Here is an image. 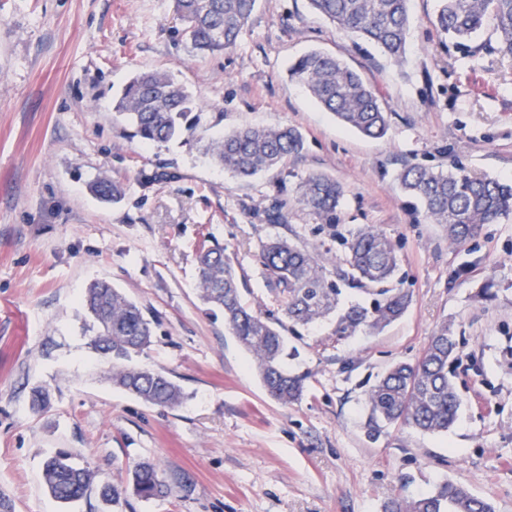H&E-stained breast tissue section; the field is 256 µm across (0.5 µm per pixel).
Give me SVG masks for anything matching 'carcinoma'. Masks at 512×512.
<instances>
[{
	"label": "carcinoma",
	"mask_w": 512,
	"mask_h": 512,
	"mask_svg": "<svg viewBox=\"0 0 512 512\" xmlns=\"http://www.w3.org/2000/svg\"><path fill=\"white\" fill-rule=\"evenodd\" d=\"M256 0H174L182 23L178 31L198 51L233 47L254 11ZM410 0H309L311 8L338 30L376 46L398 61L406 51ZM438 28L458 44L472 40L491 25L496 51L512 58V0H439ZM326 111L345 127L366 137L381 138L388 114L379 93L360 73L335 56L311 51L288 68ZM115 110L125 117L145 143L186 141L204 115L186 89L165 71L139 73L124 89ZM304 150L301 134L288 126L243 127L214 140L209 151L224 169L241 179L283 163ZM403 192L422 207L424 217L443 226L456 247L476 241L484 227L512 214V184L473 176L461 168L448 172L408 165L398 175ZM103 201H115L124 188L108 179L90 184ZM297 201L322 224H333L344 196L343 187L322 173H311L295 189ZM344 252L333 270L319 264L304 248L273 238L262 245L259 260L275 279L282 318L265 317L242 298L234 268L224 259V247L211 233L201 235L195 249L196 277L202 302L224 315V326L250 354L268 395L286 406L302 399L304 378L290 374L283 320L307 325L334 317L332 335L339 339L374 334L400 319L411 303L410 293L397 279L399 259L392 242L375 225H361L343 237ZM360 287L373 296L368 305L341 306L338 283ZM82 304L92 318L90 345L112 362L113 385L143 402L160 407L181 404L183 392L167 375L131 364L152 342L153 320L136 302L107 282H95L83 293ZM458 343L448 323L432 334L414 362H397L366 392V433L380 435L391 425H405L439 434L455 423L462 401L455 383ZM95 474L68 453L46 460L44 483L58 502L85 497ZM127 484L144 499L167 497L172 488L156 465L142 461L128 472ZM386 512H495L493 503L462 485L445 480L415 499H396Z\"/></svg>",
	"instance_id": "cac0c4a2"
}]
</instances>
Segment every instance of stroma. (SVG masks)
<instances>
[{
  "mask_svg": "<svg viewBox=\"0 0 512 512\" xmlns=\"http://www.w3.org/2000/svg\"><path fill=\"white\" fill-rule=\"evenodd\" d=\"M409 8L396 62L308 0H257L236 44L213 53L177 35L172 0H0V496L13 512H384L443 480L512 512V216L487 225L472 250L454 249L396 180L419 164L512 182V61L492 29L464 46L441 33L438 0ZM311 50L378 88L384 137L346 129L289 80L290 62ZM144 70L168 72L205 105L196 143L143 145L114 112ZM247 126L295 128L304 150L238 180L199 143ZM312 172L345 189L335 223H317L293 198ZM102 175L124 185L121 202L88 192ZM278 200L287 203L279 223L267 218ZM363 224L395 244L411 304L375 335L339 340L328 320L286 330L298 351L286 367L305 376L306 392L281 405L223 315L198 297L199 234L223 245L245 302L272 316L262 244L282 236L337 257L343 235ZM98 279L153 318L136 362L179 384L182 406L113 386L80 302ZM490 280L493 296L482 298ZM445 322L459 342L456 422L444 434L392 426L369 438L367 389L393 363L420 357ZM38 387L50 392L47 409L31 406ZM59 451L113 484L156 462L173 492L130 493L113 511L94 491L59 504L42 479Z\"/></svg>",
  "mask_w": 512,
  "mask_h": 512,
  "instance_id": "obj_1",
  "label": "stroma"
}]
</instances>
